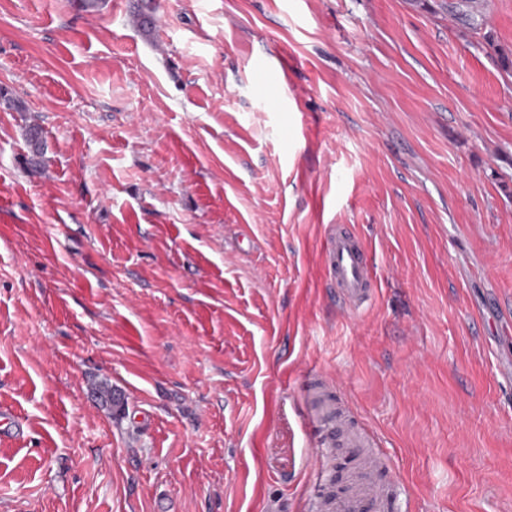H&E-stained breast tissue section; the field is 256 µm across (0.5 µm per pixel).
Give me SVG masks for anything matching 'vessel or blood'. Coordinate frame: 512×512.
Segmentation results:
<instances>
[{
    "instance_id": "1",
    "label": "vessel or blood",
    "mask_w": 512,
    "mask_h": 512,
    "mask_svg": "<svg viewBox=\"0 0 512 512\" xmlns=\"http://www.w3.org/2000/svg\"><path fill=\"white\" fill-rule=\"evenodd\" d=\"M323 262L341 307L349 313L360 311L373 293V276L365 249L346 231L330 233L323 246ZM306 422L316 435L313 451V481L316 491L308 502L312 512H392L399 478L379 479L383 456L376 435L359 425L352 407L338 401L333 382L315 378L307 390ZM332 448H353L357 466L342 493L324 490L331 479L327 466Z\"/></svg>"
}]
</instances>
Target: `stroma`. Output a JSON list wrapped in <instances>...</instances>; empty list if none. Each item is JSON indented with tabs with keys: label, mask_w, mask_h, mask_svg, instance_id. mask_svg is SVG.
<instances>
[{
	"label": "stroma",
	"mask_w": 512,
	"mask_h": 512,
	"mask_svg": "<svg viewBox=\"0 0 512 512\" xmlns=\"http://www.w3.org/2000/svg\"><path fill=\"white\" fill-rule=\"evenodd\" d=\"M157 2L0 0V512H304L318 376L512 512V0ZM322 255L341 307L351 314L358 313L374 292L365 249L353 234L333 231L326 238Z\"/></svg>",
	"instance_id": "35a3bbf8"
}]
</instances>
